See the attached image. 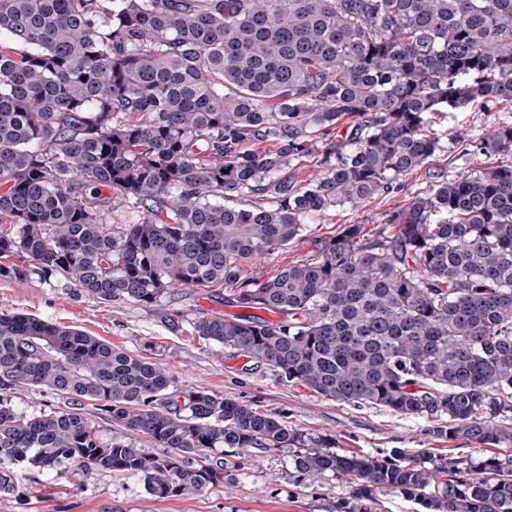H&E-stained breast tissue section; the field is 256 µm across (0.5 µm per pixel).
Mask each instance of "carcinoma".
I'll list each match as a JSON object with an SVG mask.
<instances>
[{
	"mask_svg": "<svg viewBox=\"0 0 512 512\" xmlns=\"http://www.w3.org/2000/svg\"><path fill=\"white\" fill-rule=\"evenodd\" d=\"M512 107V0H0V280L159 306L176 288L277 316L204 314L200 338L331 401L512 446V122L494 159L411 195L371 233L346 224L267 276L252 262L346 203L401 190L443 150L435 117ZM317 160L320 173L299 177ZM247 206L240 205V202ZM137 220L120 218L124 209ZM28 385L67 408L26 415ZM160 455L105 441L78 405ZM232 448H286L424 512H512V455L336 449L328 435L202 389L78 329L0 313V462L139 476L159 499L224 483Z\"/></svg>",
	"mask_w": 512,
	"mask_h": 512,
	"instance_id": "carcinoma-1",
	"label": "carcinoma"
}]
</instances>
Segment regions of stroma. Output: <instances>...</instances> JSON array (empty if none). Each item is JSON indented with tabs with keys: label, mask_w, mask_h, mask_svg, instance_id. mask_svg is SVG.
<instances>
[{
	"label": "stroma",
	"mask_w": 512,
	"mask_h": 512,
	"mask_svg": "<svg viewBox=\"0 0 512 512\" xmlns=\"http://www.w3.org/2000/svg\"><path fill=\"white\" fill-rule=\"evenodd\" d=\"M443 149L428 168L406 176L403 191L369 201L336 207L317 223L305 225L285 249L257 259L255 272L264 276L289 262L303 259L315 242L330 238L344 224H380L408 196L426 192L437 173L456 177L478 169L485 158L462 161V148L443 140ZM220 288H178L161 305L144 306L117 300L108 304L75 289L32 281L0 280V313L18 312L82 330L133 355L153 358L170 371L175 388L203 389L242 402L261 413H273L287 425L328 435L338 449L376 453L393 448L428 452L447 458L454 451L486 455L485 447L439 435L434 422L406 418L370 406L326 400L298 383H287L272 368L205 341L192 331L202 314L228 313ZM227 476L222 486L186 498L158 499L143 481L97 468L36 472L13 464L9 470L17 493L0 492V512H335L350 486L327 473L301 478L287 449L255 452L239 459L225 453Z\"/></svg>",
	"instance_id": "1"
}]
</instances>
